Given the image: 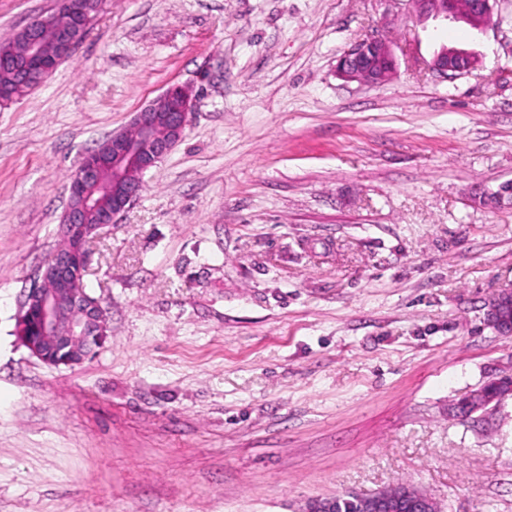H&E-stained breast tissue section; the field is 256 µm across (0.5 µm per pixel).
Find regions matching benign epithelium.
Listing matches in <instances>:
<instances>
[{
  "label": "benign epithelium",
  "mask_w": 512,
  "mask_h": 512,
  "mask_svg": "<svg viewBox=\"0 0 512 512\" xmlns=\"http://www.w3.org/2000/svg\"><path fill=\"white\" fill-rule=\"evenodd\" d=\"M424 21L451 19L481 29L491 21L490 0H409ZM101 0H76V6L54 14L44 26H25L16 33L26 44L34 64H19L20 86L41 84L71 57L82 41V30L99 10ZM55 37L54 51L44 47L43 29ZM474 52L456 46H442L430 62L441 77L470 72L476 65ZM395 68L389 43L367 38L339 59L338 75L346 81L378 84ZM195 102L193 90L174 84L134 113L127 128L115 132L97 148L87 152L69 187V204L61 217L59 237L62 248L37 269L30 287L24 290L17 316V335L29 352L52 367H73L90 353L85 346L101 343L106 336L107 310L86 288L88 245L114 223L141 196L145 174L167 156L183 139ZM512 304V290H500L488 300L486 321L499 334L512 335V322L500 318L503 305ZM512 394L491 391L481 404L471 406L464 398L451 408L454 417L462 407L475 411ZM372 505L373 512H389L393 504L413 499L421 512H440L439 503L411 487L398 484L378 492L357 495Z\"/></svg>",
  "instance_id": "7a95c632"
}]
</instances>
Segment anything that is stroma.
Instances as JSON below:
<instances>
[{"mask_svg": "<svg viewBox=\"0 0 512 512\" xmlns=\"http://www.w3.org/2000/svg\"><path fill=\"white\" fill-rule=\"evenodd\" d=\"M104 0L75 53L0 106V512H305L406 484L512 512V374L486 303L512 289V0ZM59 0H0V41ZM370 36L380 84L336 66ZM476 53L439 77L441 45ZM183 139L90 245L104 345L51 367L18 301L84 153L169 85ZM416 14L424 21L451 19L462 21L474 29H482L491 21L490 0H409ZM395 68V59L389 43L382 38H367L350 49L339 59L338 75L346 81L378 84Z\"/></svg>", "mask_w": 512, "mask_h": 512, "instance_id": "1", "label": "stroma"}]
</instances>
